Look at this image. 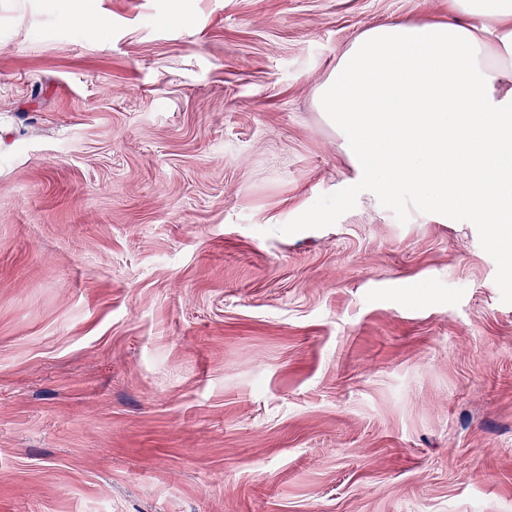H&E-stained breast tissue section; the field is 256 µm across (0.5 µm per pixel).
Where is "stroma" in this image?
Returning a JSON list of instances; mask_svg holds the SVG:
<instances>
[{
  "mask_svg": "<svg viewBox=\"0 0 512 512\" xmlns=\"http://www.w3.org/2000/svg\"><path fill=\"white\" fill-rule=\"evenodd\" d=\"M447 15L0 0V512H512V249L315 104Z\"/></svg>",
  "mask_w": 512,
  "mask_h": 512,
  "instance_id": "35a3bbf8",
  "label": "stroma"
}]
</instances>
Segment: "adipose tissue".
Instances as JSON below:
<instances>
[{"instance_id":"ef3b65f1","label":"adipose tissue","mask_w":512,"mask_h":512,"mask_svg":"<svg viewBox=\"0 0 512 512\" xmlns=\"http://www.w3.org/2000/svg\"><path fill=\"white\" fill-rule=\"evenodd\" d=\"M317 107L378 194L512 232V0H448L447 20L363 31Z\"/></svg>"}]
</instances>
